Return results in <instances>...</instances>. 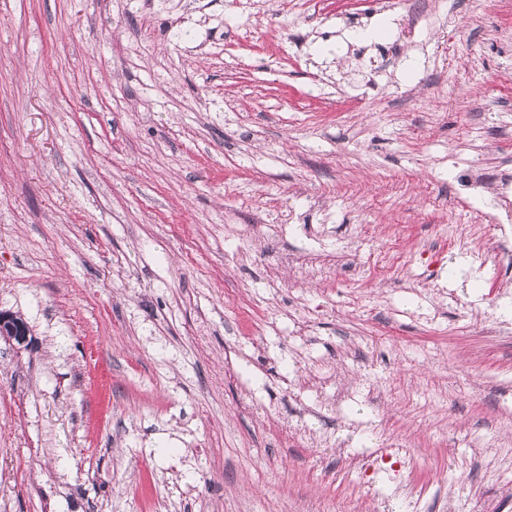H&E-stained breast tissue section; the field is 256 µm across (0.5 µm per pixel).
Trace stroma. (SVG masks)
<instances>
[{"label": "stroma", "mask_w": 512, "mask_h": 512, "mask_svg": "<svg viewBox=\"0 0 512 512\" xmlns=\"http://www.w3.org/2000/svg\"><path fill=\"white\" fill-rule=\"evenodd\" d=\"M512 0H0V512H512Z\"/></svg>", "instance_id": "35a3bbf8"}]
</instances>
